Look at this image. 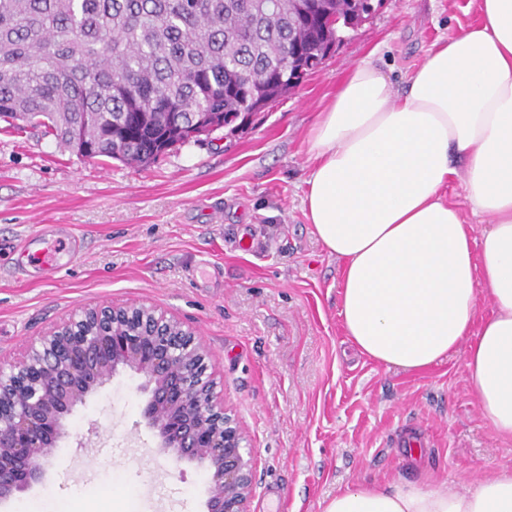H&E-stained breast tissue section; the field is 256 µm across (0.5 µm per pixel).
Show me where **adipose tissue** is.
I'll use <instances>...</instances> for the list:
<instances>
[{"mask_svg":"<svg viewBox=\"0 0 512 512\" xmlns=\"http://www.w3.org/2000/svg\"><path fill=\"white\" fill-rule=\"evenodd\" d=\"M477 2L405 92L371 60L352 68L311 130L304 205L343 263L339 314L359 353L418 372L467 346L481 415L512 437V0ZM455 181L481 235L442 195ZM324 512H512V470L464 490L348 487Z\"/></svg>","mask_w":512,"mask_h":512,"instance_id":"1","label":"adipose tissue"}]
</instances>
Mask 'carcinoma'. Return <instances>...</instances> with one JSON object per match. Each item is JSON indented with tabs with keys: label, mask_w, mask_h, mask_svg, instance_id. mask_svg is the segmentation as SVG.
<instances>
[{
	"label": "carcinoma",
	"mask_w": 512,
	"mask_h": 512,
	"mask_svg": "<svg viewBox=\"0 0 512 512\" xmlns=\"http://www.w3.org/2000/svg\"><path fill=\"white\" fill-rule=\"evenodd\" d=\"M373 0H0V120L147 167L197 124L250 123L369 17Z\"/></svg>",
	"instance_id": "1"
}]
</instances>
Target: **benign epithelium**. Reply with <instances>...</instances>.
I'll return each mask as SVG.
<instances>
[{
	"label": "benign epithelium",
	"mask_w": 512,
	"mask_h": 512,
	"mask_svg": "<svg viewBox=\"0 0 512 512\" xmlns=\"http://www.w3.org/2000/svg\"><path fill=\"white\" fill-rule=\"evenodd\" d=\"M122 322L129 308L72 314L5 366L0 363V508L40 483L64 418L129 368L144 377L142 410L157 448L210 473L206 512H249L254 453L215 382L195 334L154 308Z\"/></svg>",
	"instance_id": "obj_1"
}]
</instances>
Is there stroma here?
<instances>
[{
  "mask_svg": "<svg viewBox=\"0 0 512 512\" xmlns=\"http://www.w3.org/2000/svg\"><path fill=\"white\" fill-rule=\"evenodd\" d=\"M473 0H378L262 120L220 129L147 168L85 160L0 123V359L87 308L151 307L194 332L215 392L256 455L250 512H324L336 492L395 479L463 488L512 470L464 351L421 372L360 355L339 311L342 266L304 210L307 137L360 60L401 91ZM67 224L79 260L23 278L38 230ZM143 378L119 370L65 418L41 485L70 512H205L208 472L157 450Z\"/></svg>",
  "mask_w": 512,
  "mask_h": 512,
  "instance_id": "obj_1",
  "label": "stroma"
}]
</instances>
